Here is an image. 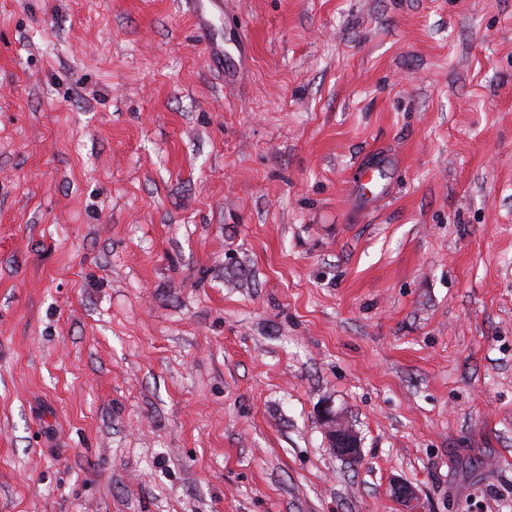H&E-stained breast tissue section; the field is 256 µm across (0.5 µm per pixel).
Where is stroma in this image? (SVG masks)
Masks as SVG:
<instances>
[{
	"instance_id": "stroma-1",
	"label": "stroma",
	"mask_w": 512,
	"mask_h": 512,
	"mask_svg": "<svg viewBox=\"0 0 512 512\" xmlns=\"http://www.w3.org/2000/svg\"><path fill=\"white\" fill-rule=\"evenodd\" d=\"M396 480L512 512V0H0V512ZM319 415L329 442V447L337 457L347 461L361 458V442L358 434L346 419L342 411L327 400L319 407Z\"/></svg>"
}]
</instances>
